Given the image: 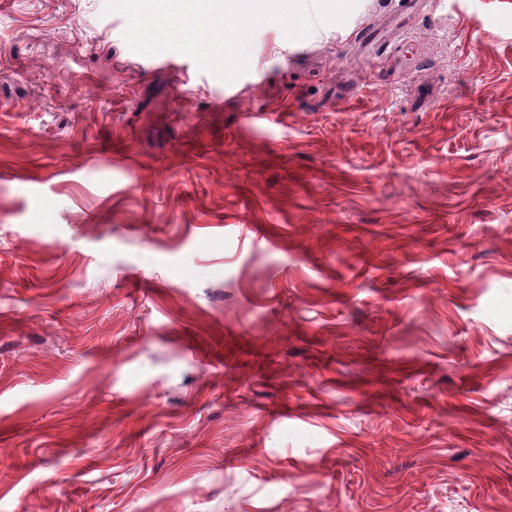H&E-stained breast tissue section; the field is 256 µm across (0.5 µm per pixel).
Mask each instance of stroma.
<instances>
[{
    "label": "stroma",
    "mask_w": 512,
    "mask_h": 512,
    "mask_svg": "<svg viewBox=\"0 0 512 512\" xmlns=\"http://www.w3.org/2000/svg\"><path fill=\"white\" fill-rule=\"evenodd\" d=\"M126 26L0 0V512H512V0Z\"/></svg>",
    "instance_id": "1"
}]
</instances>
